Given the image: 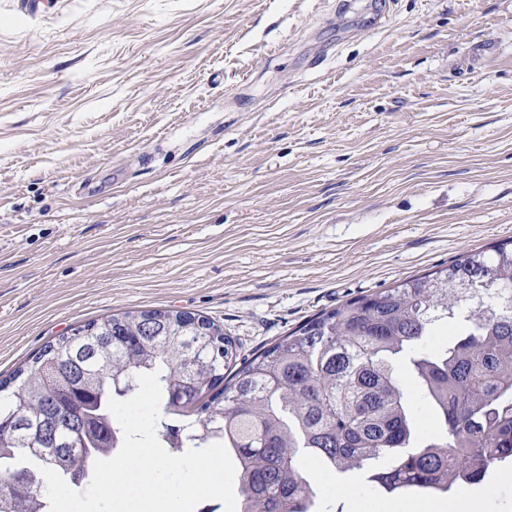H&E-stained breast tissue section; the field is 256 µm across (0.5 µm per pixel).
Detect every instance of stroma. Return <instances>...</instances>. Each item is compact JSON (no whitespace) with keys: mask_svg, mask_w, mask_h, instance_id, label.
<instances>
[{"mask_svg":"<svg viewBox=\"0 0 512 512\" xmlns=\"http://www.w3.org/2000/svg\"><path fill=\"white\" fill-rule=\"evenodd\" d=\"M510 240L512 0H0V378L128 310L249 355ZM307 473L319 512L460 499Z\"/></svg>","mask_w":512,"mask_h":512,"instance_id":"stroma-1","label":"stroma"}]
</instances>
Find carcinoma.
<instances>
[{"mask_svg": "<svg viewBox=\"0 0 512 512\" xmlns=\"http://www.w3.org/2000/svg\"><path fill=\"white\" fill-rule=\"evenodd\" d=\"M456 331L434 349L428 338ZM159 372V435L172 452L222 441L238 461L241 512H312L304 461L368 473L389 495L447 493L512 461V241L346 301L251 358L208 317L113 314L46 345L0 379V427L39 488L0 512H45L39 467L69 478L92 463L68 449L67 420L97 419V457L122 447L109 398ZM440 431L418 433L409 388ZM62 419L41 437L50 412Z\"/></svg>", "mask_w": 512, "mask_h": 512, "instance_id": "carcinoma-1", "label": "carcinoma"}]
</instances>
